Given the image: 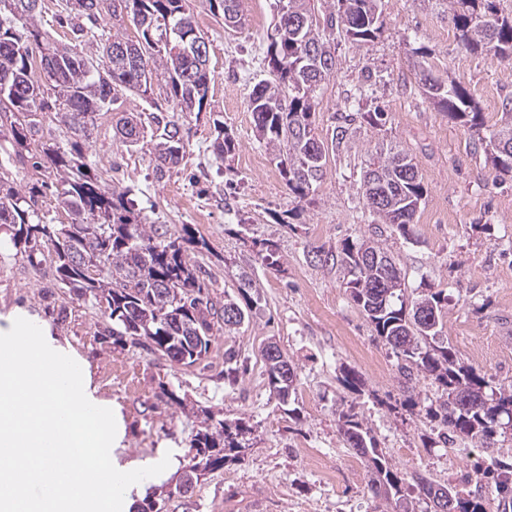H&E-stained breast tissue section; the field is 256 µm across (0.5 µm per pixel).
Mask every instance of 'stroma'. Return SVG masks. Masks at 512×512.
I'll list each match as a JSON object with an SVG mask.
<instances>
[{
	"label": "stroma",
	"instance_id": "obj_1",
	"mask_svg": "<svg viewBox=\"0 0 512 512\" xmlns=\"http://www.w3.org/2000/svg\"><path fill=\"white\" fill-rule=\"evenodd\" d=\"M186 6L210 44L213 79L202 112L182 120L180 165L156 179L154 136L129 146L115 128L118 113L167 110L160 73L150 99L123 91L111 111L96 114L86 156L109 187L127 193L142 223L193 225L209 245L196 260L212 281L214 299L236 294L241 277L252 280L259 301L249 322L217 333L206 358L192 367L143 346L106 343L91 303L69 299L61 320L48 312L44 291L54 283L53 268L41 252H24L8 238L0 241V322L28 315L87 369L89 394L122 428L112 446L120 462L168 452L187 463L200 425L196 406L220 419L249 421L253 445L244 459L203 476L189 495H174L177 475L146 479L149 492H172L170 512H430L429 501L412 490L399 500L372 494L371 465L339 432L342 412L357 414L394 471L481 495L486 512H500L491 485L497 462L512 463V429L498 430L491 448L468 440L431 445L424 413L403 405L396 355L345 288L346 269L320 262L316 253L338 251L348 238H377L405 276L406 302L431 288L444 290L441 340L490 390H512V176H498L483 147L431 103L420 81L426 71L467 88L489 131L512 98V61L460 52L448 0H383V28L373 42L359 47L341 35L335 40L338 70L320 87L315 123L330 146L326 175L295 207L247 106L252 88L272 78L265 57L275 0H241L246 22L238 29L226 28L204 0ZM367 84L373 106L385 114L384 128L355 124L347 146L332 147L337 113ZM217 119L237 142L224 161L213 153ZM392 147L414 159L425 187L407 237L388 227L374 236L375 222L358 204L370 153ZM0 177L20 191L40 185L39 216L68 223L54 172L18 160L7 143L0 145ZM256 240L276 244L277 266L258 259ZM272 339L297 370L288 404L265 380L262 349ZM230 346L247 360L233 385L224 381ZM344 366L360 373L362 392L342 383ZM172 393L185 407L171 404ZM313 448L321 450L320 461L311 459Z\"/></svg>",
	"mask_w": 512,
	"mask_h": 512
}]
</instances>
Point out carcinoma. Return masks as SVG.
Wrapping results in <instances>:
<instances>
[{"label":"carcinoma","instance_id":"1","mask_svg":"<svg viewBox=\"0 0 512 512\" xmlns=\"http://www.w3.org/2000/svg\"><path fill=\"white\" fill-rule=\"evenodd\" d=\"M10 0H0V72L11 75L10 84L0 87V112L22 114L29 120L10 122L9 138L16 157L23 159L36 150L47 166L61 174L58 192L60 207L72 215L67 224H50L35 218L36 193L28 195L0 180V224L12 228V242L31 252L48 249L55 269L58 288L69 289L98 308L104 327L102 336L114 345L144 339L176 365L193 366L209 352L216 332L244 324L254 305L250 279L243 277L237 296L224 295V303L214 301L208 285L196 274L191 250L206 246L196 238L189 224L171 229L166 224H138L131 220L124 194L108 189L102 177L84 162L86 139L81 126L93 114L114 104L111 92L128 91L146 95L139 72L126 67L119 57L112 58V70L101 73L91 62L99 60L109 44L128 43L114 34L106 35L81 23L72 24L74 37L98 47L97 52L66 50L58 62V76L42 78L33 45L39 44L41 32L37 16L41 9H9ZM185 0H126V15L141 31L135 42L143 66L149 74L163 68L168 75L166 101L174 112H202L211 82L210 67L198 68V46L208 41L197 31L184 8ZM299 6L309 13L311 0H277L275 28H280L284 11ZM380 0H337V10L323 19H314L313 28L288 26L275 37L267 50V65L273 81L254 86L248 97V109L259 139L278 149L277 165L285 178L293 201L299 202L322 180L326 170L328 148L315 133L317 88L337 70L331 43L336 33L344 34L356 45L372 41L380 27ZM451 20L457 32L458 47L465 53H493L512 61V17L498 13L493 0H450ZM321 49L323 60L315 65L307 60L309 45ZM448 118L460 123L470 135L480 136L481 113L472 94L456 85L437 83L425 90ZM364 89L340 114L332 143H346L351 126L362 120L379 127L382 112H361L358 105ZM40 112H51L54 119L70 134L66 146L47 144L39 139ZM148 119L159 131L154 147V171L159 179L184 158L186 143L182 124L166 112H151ZM216 137L213 153L225 159L236 151L234 138L219 120L213 121ZM402 152L379 154L370 162L365 177L379 183L388 198L391 211L373 208L368 189L359 194L369 214L398 231L410 235L425 187L420 174L406 179L397 173L394 163ZM492 166L501 174L512 173V144L488 154ZM393 212L405 217L399 224L391 222ZM361 241L344 240L340 251L323 253L321 262L349 268L347 282L351 299L366 313L378 337L401 359L399 374L402 386L409 388L422 376L432 380L444 399L425 407L433 423L431 442L448 445L457 439L474 441L489 448L493 445L502 419L512 424V393L489 398L487 382L473 369L459 363L448 345H435L442 329V311L448 295L442 290L429 291L411 307L406 305L400 288L383 286L382 275L358 266L356 257ZM72 248H80L92 258V271L84 274L68 261ZM269 391L283 399L289 395L297 377L296 367L280 351L276 356L263 354ZM244 362L235 349L224 350V380H237ZM191 439L195 450L184 470L203 466L205 471H219L241 458L252 427L241 418L232 424L214 420L207 410ZM347 447L368 458L374 477L371 492L375 496L399 493L406 479L394 472L373 438L351 414L339 415ZM413 487L439 512L441 500L451 495L458 512H484L482 498L439 486L420 473L411 475ZM493 492L501 512H512V479L497 474ZM173 493L146 498L131 506L130 512H167Z\"/></svg>","mask_w":512,"mask_h":512}]
</instances>
